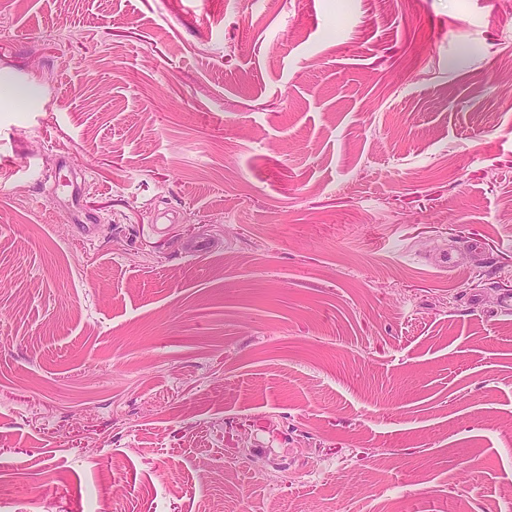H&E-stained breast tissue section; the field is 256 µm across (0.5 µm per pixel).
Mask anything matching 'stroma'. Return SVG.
Instances as JSON below:
<instances>
[{
	"label": "stroma",
	"mask_w": 512,
	"mask_h": 512,
	"mask_svg": "<svg viewBox=\"0 0 512 512\" xmlns=\"http://www.w3.org/2000/svg\"><path fill=\"white\" fill-rule=\"evenodd\" d=\"M32 77L0 512H512V0H0Z\"/></svg>",
	"instance_id": "stroma-1"
}]
</instances>
